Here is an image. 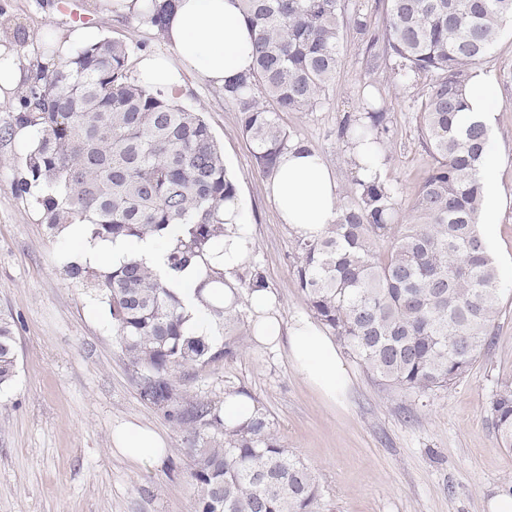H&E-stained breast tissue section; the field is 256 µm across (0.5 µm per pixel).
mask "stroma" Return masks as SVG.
I'll return each mask as SVG.
<instances>
[{
  "label": "stroma",
  "instance_id": "stroma-1",
  "mask_svg": "<svg viewBox=\"0 0 512 512\" xmlns=\"http://www.w3.org/2000/svg\"><path fill=\"white\" fill-rule=\"evenodd\" d=\"M19 34L12 42L26 65L42 58L47 26H96L102 36L164 44L134 19L96 13L91 0H0ZM365 46L344 40V63L322 106L282 115L283 125L318 149L341 193L354 174L336 136L341 118L357 111L364 88L377 85L393 121L386 181L410 197L429 167L414 101L417 91L368 72ZM502 103L493 117L490 163L502 202L494 250L504 286L499 328L486 358L433 400L378 383L353 359L345 398L329 403L311 388L286 352L244 337L236 357L190 371V393L223 405L243 393L266 412L280 443L314 472L323 512H494L512 451L502 448L487 412L501 381H512V31L482 65ZM179 101L203 113L237 182L244 214L256 228L253 259L291 319L308 314L293 274L287 225L266 197L239 114L222 91L187 77ZM21 141L0 137V313L18 318V373L0 391V512H194L188 433L143 404L116 342L107 306L67 280L69 248L53 239L30 198L14 185L24 177ZM134 424L166 440L161 464L134 463L112 444L116 428Z\"/></svg>",
  "mask_w": 512,
  "mask_h": 512
}]
</instances>
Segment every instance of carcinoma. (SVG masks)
Here are the masks:
<instances>
[{
	"label": "carcinoma",
	"instance_id": "carcinoma-1",
	"mask_svg": "<svg viewBox=\"0 0 512 512\" xmlns=\"http://www.w3.org/2000/svg\"><path fill=\"white\" fill-rule=\"evenodd\" d=\"M255 44L251 72L224 85L239 113L258 172L267 177L280 151L298 139L279 114L313 112L332 88L346 27L367 40L370 71L402 86L426 83L417 119L432 164L405 202L386 182L354 177L352 198L314 240L293 239V273L314 317L381 384L433 397L464 377L489 351L503 288L479 228L485 186L477 177L492 141L466 117L470 72L491 54L512 22V0H385L383 26L346 0H241ZM145 49L105 38L50 69L36 65L18 96L15 126L34 127L36 147L16 191L32 199L51 237L85 224L93 240L168 237L167 271L137 260L112 269L68 261L67 279L104 302L141 401L207 437L190 448L195 512H320L309 469L281 445L261 411L228 427L211 402L176 379L239 352L240 301L204 303L222 344L184 329L171 288L180 272L224 240L221 210L237 193L204 116L130 76ZM339 136L378 148L387 163L391 115L367 93L361 112L345 115ZM224 287L206 266L199 288ZM268 287L258 267L239 281ZM17 323L0 317V390L17 374ZM488 412L503 447L512 449V382L499 385Z\"/></svg>",
	"mask_w": 512,
	"mask_h": 512
}]
</instances>
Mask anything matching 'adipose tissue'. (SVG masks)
<instances>
[{
  "label": "adipose tissue",
  "mask_w": 512,
  "mask_h": 512,
  "mask_svg": "<svg viewBox=\"0 0 512 512\" xmlns=\"http://www.w3.org/2000/svg\"><path fill=\"white\" fill-rule=\"evenodd\" d=\"M171 2L161 33L170 54L140 57L137 75L148 87L160 88L175 96L182 90L185 75L202 84L223 89L225 83L248 73L253 65V35L245 23L240 0H156ZM471 116L491 123L500 95L482 70H474L467 86ZM268 198L280 223L296 235L309 239L323 234L339 215L338 182L323 155L312 146L293 142L279 154L267 180ZM224 220L228 230L223 244L208 254L210 264L224 271L225 298H232L238 273L248 263L255 227L242 212L239 198L226 200ZM64 236L78 249V259L95 268H112L136 259L158 273L167 270V252L162 241L147 236L134 240H91L84 225L73 224ZM197 267L184 270L173 288L183 304L184 325L193 334L208 333L204 307L197 297ZM250 327L254 340L270 348H285L305 381L328 402L344 395L351 384L347 369L335 345L308 318L284 322L271 290L259 289L247 296ZM119 453L135 461L160 462L165 454L163 439L152 430L132 424L112 434Z\"/></svg>",
  "instance_id": "1"
}]
</instances>
